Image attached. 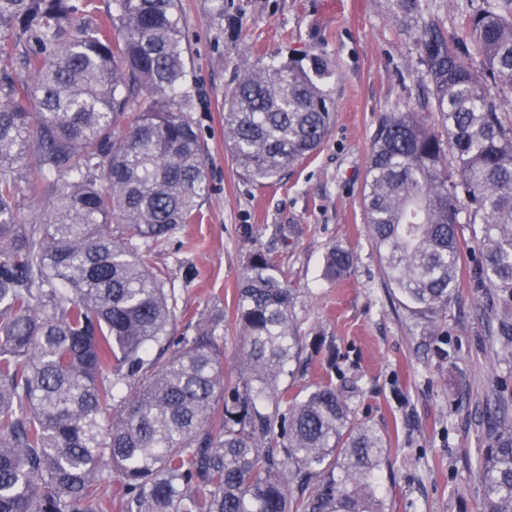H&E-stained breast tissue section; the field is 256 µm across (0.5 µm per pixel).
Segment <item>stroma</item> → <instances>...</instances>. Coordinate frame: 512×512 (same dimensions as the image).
I'll return each mask as SVG.
<instances>
[{
	"instance_id": "stroma-1",
	"label": "stroma",
	"mask_w": 512,
	"mask_h": 512,
	"mask_svg": "<svg viewBox=\"0 0 512 512\" xmlns=\"http://www.w3.org/2000/svg\"><path fill=\"white\" fill-rule=\"evenodd\" d=\"M480 0H420L444 33ZM181 27L199 100L190 117L205 141L210 193L196 223L142 246L175 297L171 335L190 336L224 312V375L236 380L238 279L253 243L272 250L296 291L301 366L283 384L303 396L331 380L354 386L358 420L391 439L380 472L387 512H481L477 458L500 388L512 393V342L495 334L496 293L463 274L437 327L416 319L388 288L362 208L369 148L380 119L403 111L426 84L413 38L390 0H224L211 22L207 0H181ZM322 57L323 88L336 112L320 149L279 184L258 187L224 146V100L244 70L273 60L309 66ZM352 251L348 277L322 275L324 256Z\"/></svg>"
}]
</instances>
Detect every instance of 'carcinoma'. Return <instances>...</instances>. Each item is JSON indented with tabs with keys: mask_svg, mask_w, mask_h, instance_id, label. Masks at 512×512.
I'll return each instance as SVG.
<instances>
[{
	"mask_svg": "<svg viewBox=\"0 0 512 512\" xmlns=\"http://www.w3.org/2000/svg\"><path fill=\"white\" fill-rule=\"evenodd\" d=\"M483 2L447 36L418 0H394L415 19L427 97L379 122L363 206L389 286L433 327L466 214L470 275L512 336V0ZM92 3L0 0V512H386L389 436L352 418L354 387H281L301 336L268 253L250 251L238 284L235 382L224 310L169 336L174 297L139 246L200 219L210 191L180 0H112L106 24ZM322 71L287 61L239 79L224 138L247 181L273 184L324 143ZM352 264L333 247L325 275ZM507 411L490 413L477 464L482 512H512ZM112 482L119 496L101 497Z\"/></svg>",
	"mask_w": 512,
	"mask_h": 512,
	"instance_id": "obj_1",
	"label": "carcinoma"
}]
</instances>
